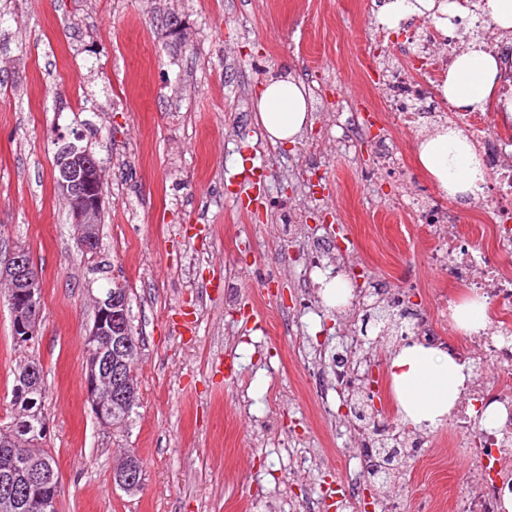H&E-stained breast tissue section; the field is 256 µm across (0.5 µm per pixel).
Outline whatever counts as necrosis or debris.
I'll list each match as a JSON object with an SVG mask.
<instances>
[{
	"label": "necrosis or debris",
	"mask_w": 512,
	"mask_h": 512,
	"mask_svg": "<svg viewBox=\"0 0 512 512\" xmlns=\"http://www.w3.org/2000/svg\"><path fill=\"white\" fill-rule=\"evenodd\" d=\"M430 42L441 43L442 52L425 51ZM460 51L457 31H443L426 19L415 23L401 63L382 84L379 105L385 116L403 123L447 119L482 149L480 157L489 181L477 201L484 223L465 225L462 234L445 240L442 228L453 222V215L438 210L425 215L423 231L430 242L427 256L435 265L447 267L456 288L438 295L436 315L407 305L401 326L404 334H419L447 346L467 375L466 389L448 415V450L467 454L476 482L471 492L457 497L453 512H505L504 497L512 492V139L494 135L493 113L449 111L442 87ZM421 83L430 90L424 98L417 94ZM464 291L485 304L488 326L482 332L461 333L453 320V309ZM318 356L320 363L309 370L307 383L319 395L321 411L331 413L334 398L344 397L355 402L362 415L355 427L359 466L347 493L354 512L362 508L360 489L367 483L379 490L382 512H398L390 478L378 472L373 448L384 443L401 450L417 438L413 430L401 428L382 414L375 403L384 393L379 360L360 348L355 335L339 338ZM489 367L497 371L490 382L483 378ZM490 408L499 414L492 425L483 421Z\"/></svg>",
	"instance_id": "4bbe7bcc"
}]
</instances>
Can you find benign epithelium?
Instances as JSON below:
<instances>
[{"instance_id":"1","label":"benign epithelium","mask_w":512,"mask_h":512,"mask_svg":"<svg viewBox=\"0 0 512 512\" xmlns=\"http://www.w3.org/2000/svg\"><path fill=\"white\" fill-rule=\"evenodd\" d=\"M56 168L57 189L70 206L76 245L82 252L92 253L98 244V218L106 196L102 162L89 149L68 143L57 153ZM0 281L10 287L7 303L16 341L28 345L41 313V288L38 270L31 265L25 249H16L0 267ZM132 349L127 299L118 293L96 299V319L86 341L83 385L94 416L104 425H112L104 414L105 407L133 392L130 375L123 370ZM112 480L127 490L139 488L135 457L116 467ZM0 484L9 489L20 484L43 485L47 490L33 508L37 512H56L57 495L51 479L26 452H10L8 462L0 468Z\"/></svg>"}]
</instances>
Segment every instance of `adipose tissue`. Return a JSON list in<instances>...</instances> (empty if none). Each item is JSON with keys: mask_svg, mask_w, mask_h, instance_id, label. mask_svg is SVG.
Returning <instances> with one entry per match:
<instances>
[{"mask_svg": "<svg viewBox=\"0 0 512 512\" xmlns=\"http://www.w3.org/2000/svg\"><path fill=\"white\" fill-rule=\"evenodd\" d=\"M455 15L453 0H386L377 18L380 24L392 27L409 16H431L447 27ZM499 69L497 56L481 45H472L457 57L443 93L458 109L484 107L493 99ZM255 108L259 125L274 144L295 141L311 121L306 87L292 75L266 82ZM417 163L452 199L474 195L485 180L476 149L454 128L442 127L422 136ZM390 369L400 415L404 422L419 428L443 423L467 380L462 366L448 354L418 344L393 354Z\"/></svg>", "mask_w": 512, "mask_h": 512, "instance_id": "ef3b65f1", "label": "adipose tissue"}]
</instances>
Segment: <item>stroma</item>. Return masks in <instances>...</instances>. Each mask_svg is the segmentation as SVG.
<instances>
[{
    "mask_svg": "<svg viewBox=\"0 0 512 512\" xmlns=\"http://www.w3.org/2000/svg\"><path fill=\"white\" fill-rule=\"evenodd\" d=\"M384 0H0V265L19 246L42 288L37 338L14 343L0 298V423L12 371L44 373L43 443L59 471L56 512H304L357 461L351 418L326 416L305 385L320 349L349 314L303 311L326 275L306 277L318 222L355 256L365 289L412 302L450 287L390 206L447 202L416 165L426 127L377 110L378 81L398 64L370 25ZM179 32L171 34L170 21ZM292 72L322 83L312 124L272 145L256 122L264 82ZM369 111L370 138L353 114ZM103 163L101 247L83 254L55 182L58 135ZM396 144L374 161L378 141ZM237 145L227 153L224 144ZM321 150V199L306 208L294 171ZM265 170L258 202L240 208L227 185L247 159ZM306 209L288 230L282 210ZM129 290L140 336L137 404L119 429L93 416L82 381L94 299ZM431 429L400 468L403 512L433 497L438 512L470 489L465 454L448 457ZM143 463L138 492L115 488L125 452Z\"/></svg>",
    "mask_w": 512,
    "mask_h": 512,
    "instance_id": "stroma-1",
    "label": "stroma"
}]
</instances>
